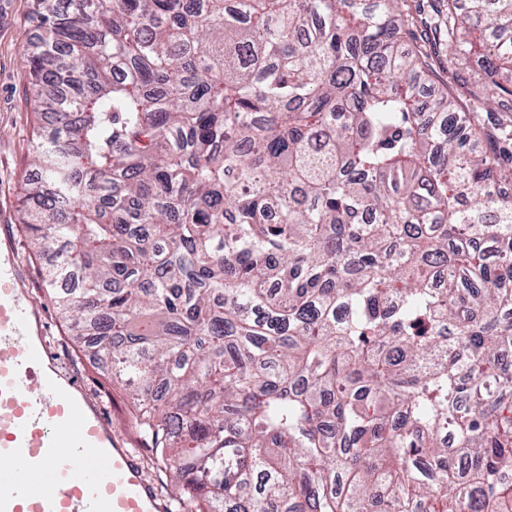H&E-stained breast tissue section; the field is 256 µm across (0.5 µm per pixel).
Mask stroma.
Returning a JSON list of instances; mask_svg holds the SVG:
<instances>
[{
    "mask_svg": "<svg viewBox=\"0 0 512 512\" xmlns=\"http://www.w3.org/2000/svg\"><path fill=\"white\" fill-rule=\"evenodd\" d=\"M403 11L409 19L406 46L427 54L437 72L426 82L423 95L442 88L448 78L444 50L436 43L430 24L432 0H406ZM35 22L30 16V0H0V225L12 227L11 238L0 236V255L14 251L27 272L24 288L37 311L46 321V341L68 367L83 379L91 397L99 401L112 421V431L123 439L125 447L136 452L143 472L159 496L171 505L172 512H184L175 499L179 489L173 480L174 464L156 455L153 444L141 429L136 412L121 384L113 381L108 361L94 356L91 349L78 343L69 325L60 318L43 278L42 259L30 243L19 222L18 199L25 180L34 174L31 166L34 127V95L22 50Z\"/></svg>",
    "mask_w": 512,
    "mask_h": 512,
    "instance_id": "35a3bbf8",
    "label": "stroma"
}]
</instances>
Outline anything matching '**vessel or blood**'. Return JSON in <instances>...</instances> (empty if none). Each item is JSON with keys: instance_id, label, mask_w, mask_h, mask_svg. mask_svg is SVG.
Listing matches in <instances>:
<instances>
[{"instance_id": "b4317fda", "label": "vessel or blood", "mask_w": 512, "mask_h": 512, "mask_svg": "<svg viewBox=\"0 0 512 512\" xmlns=\"http://www.w3.org/2000/svg\"><path fill=\"white\" fill-rule=\"evenodd\" d=\"M35 316L14 255L1 258L0 512H169L80 378L38 374Z\"/></svg>"}]
</instances>
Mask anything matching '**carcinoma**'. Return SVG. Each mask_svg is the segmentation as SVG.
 Returning a JSON list of instances; mask_svg holds the SVG:
<instances>
[{"label": "carcinoma", "mask_w": 512, "mask_h": 512, "mask_svg": "<svg viewBox=\"0 0 512 512\" xmlns=\"http://www.w3.org/2000/svg\"><path fill=\"white\" fill-rule=\"evenodd\" d=\"M20 223L192 512H512V0H32ZM431 0H406L401 4V9L408 15L409 26L407 30L406 47L409 49H420L431 59L437 72L438 79L426 82L422 87L423 96H429L437 91H441L442 81L448 83V61L444 63L443 47L436 43L432 34L430 24L432 12ZM447 68V69H446ZM502 100L504 102L501 103L504 104V107L497 106V104H495L494 112H475L473 114L472 121L475 124H478L485 129L492 131H497L499 128L504 127L506 124L512 125V112L510 111V109H512V99L510 97H504ZM507 108L509 112H502Z\"/></svg>", "instance_id": "1"}]
</instances>
